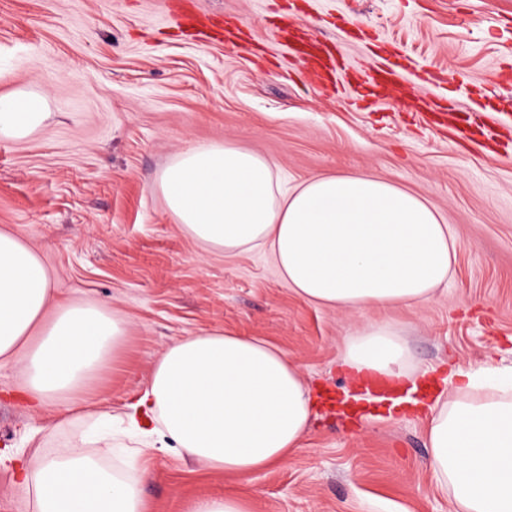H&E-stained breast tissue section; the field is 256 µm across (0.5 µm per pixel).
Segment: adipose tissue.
Here are the masks:
<instances>
[{
    "label": "adipose tissue",
    "mask_w": 512,
    "mask_h": 512,
    "mask_svg": "<svg viewBox=\"0 0 512 512\" xmlns=\"http://www.w3.org/2000/svg\"><path fill=\"white\" fill-rule=\"evenodd\" d=\"M40 92L0 95V137L22 140L47 120ZM156 185L175 224L204 250L259 249L303 300L360 312L411 307L447 282L456 259L451 225L423 198L378 177L329 175L282 187L275 164L230 143L192 145ZM51 320H44L46 308ZM126 335L118 313L56 301L52 277L20 235L0 229V369L17 368L33 408L74 412L79 396ZM410 348L387 321L362 323L343 343L353 380L417 383ZM427 405L428 465L452 490L453 512H512V366L449 368ZM317 402L287 353L251 336L202 332L169 347L122 418L156 433L154 449L249 480L299 447ZM25 458L0 450L32 512H147L136 469L140 449L110 465L112 439Z\"/></svg>",
    "instance_id": "obj_1"
}]
</instances>
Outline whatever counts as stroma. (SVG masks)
I'll list each match as a JSON object with an SVG mask.
<instances>
[{
	"label": "stroma",
	"instance_id": "1",
	"mask_svg": "<svg viewBox=\"0 0 512 512\" xmlns=\"http://www.w3.org/2000/svg\"><path fill=\"white\" fill-rule=\"evenodd\" d=\"M172 0H0V94L33 89L50 117L23 140L0 138V229L18 233L58 297L118 311L127 335L85 388L84 417L31 413L18 369L0 370V449L29 455L77 442L87 413L120 412L169 346L206 329L254 336L287 352L319 406L299 448L248 488L178 454L145 452L149 512L246 493L248 512H452L427 466L428 421L400 388L345 418L353 387L336 366L364 320L398 323L421 368L512 364V0H194L231 20L237 42L201 38ZM358 65L407 59L404 79L434 69L430 98L455 104L457 126L495 103L494 119L459 139L375 96L310 84L282 22ZM229 142L274 161L295 184L372 174L415 193L452 224L456 262L436 296L411 308L347 313L297 297L259 250L204 252L174 224L156 179L190 144Z\"/></svg>",
	"mask_w": 512,
	"mask_h": 512
}]
</instances>
